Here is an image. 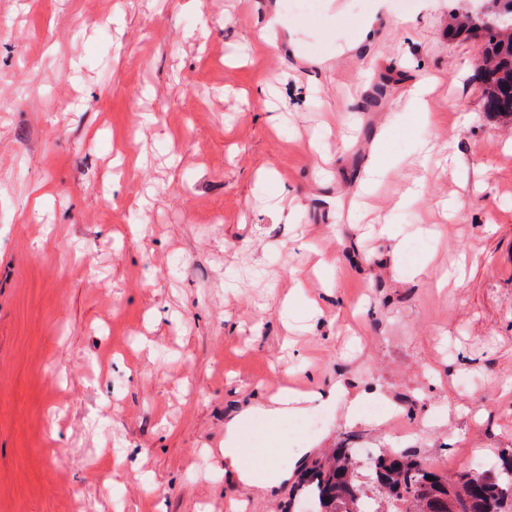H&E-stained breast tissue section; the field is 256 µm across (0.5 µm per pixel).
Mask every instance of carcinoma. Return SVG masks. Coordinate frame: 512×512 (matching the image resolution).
I'll use <instances>...</instances> for the list:
<instances>
[{"label":"carcinoma","instance_id":"obj_1","mask_svg":"<svg viewBox=\"0 0 512 512\" xmlns=\"http://www.w3.org/2000/svg\"><path fill=\"white\" fill-rule=\"evenodd\" d=\"M475 37L482 42L483 61L474 78L483 110L511 121L512 31L479 21L470 9L453 15L448 38ZM300 491L313 512H506L504 502L512 501V452L481 472L445 476L408 452L383 451L362 466L352 448L341 444L306 470Z\"/></svg>","mask_w":512,"mask_h":512}]
</instances>
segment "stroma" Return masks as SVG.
<instances>
[{
    "instance_id": "1",
    "label": "stroma",
    "mask_w": 512,
    "mask_h": 512,
    "mask_svg": "<svg viewBox=\"0 0 512 512\" xmlns=\"http://www.w3.org/2000/svg\"><path fill=\"white\" fill-rule=\"evenodd\" d=\"M401 1L0 0V512H305L225 475L237 415L301 470L512 450V125L466 0ZM339 382L392 419L244 415Z\"/></svg>"
}]
</instances>
